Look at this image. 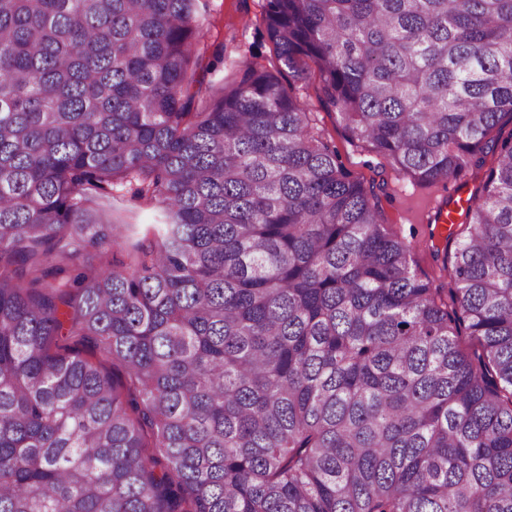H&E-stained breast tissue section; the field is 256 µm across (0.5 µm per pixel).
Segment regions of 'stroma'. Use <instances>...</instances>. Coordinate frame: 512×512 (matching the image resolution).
I'll use <instances>...</instances> for the list:
<instances>
[{
	"label": "stroma",
	"mask_w": 512,
	"mask_h": 512,
	"mask_svg": "<svg viewBox=\"0 0 512 512\" xmlns=\"http://www.w3.org/2000/svg\"><path fill=\"white\" fill-rule=\"evenodd\" d=\"M262 4L263 0H205L200 47L206 59L214 63L207 80H222L235 61H256L271 69L276 67L275 52L265 36ZM291 91L304 102L313 125L335 147L340 162L353 176L367 183L377 171H384L389 184V196L382 202L384 215L405 238L419 244L427 240L430 232L438 228L436 210L455 208L459 194H472L481 184L483 174L476 171L461 184L444 188L420 186L408 175L388 169L382 157L350 141L337 112L323 107L317 75L293 82Z\"/></svg>",
	"instance_id": "35a3bbf8"
}]
</instances>
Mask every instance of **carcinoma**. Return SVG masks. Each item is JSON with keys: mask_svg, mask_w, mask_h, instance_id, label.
I'll return each instance as SVG.
<instances>
[{"mask_svg": "<svg viewBox=\"0 0 512 512\" xmlns=\"http://www.w3.org/2000/svg\"><path fill=\"white\" fill-rule=\"evenodd\" d=\"M201 2L0 0V512H512V0L263 4L367 152L495 156L446 297ZM120 212L123 219L128 224H156L158 220V212L155 208L141 205L138 201L125 197L124 201L119 204Z\"/></svg>", "mask_w": 512, "mask_h": 512, "instance_id": "cac0c4a2", "label": "carcinoma"}]
</instances>
